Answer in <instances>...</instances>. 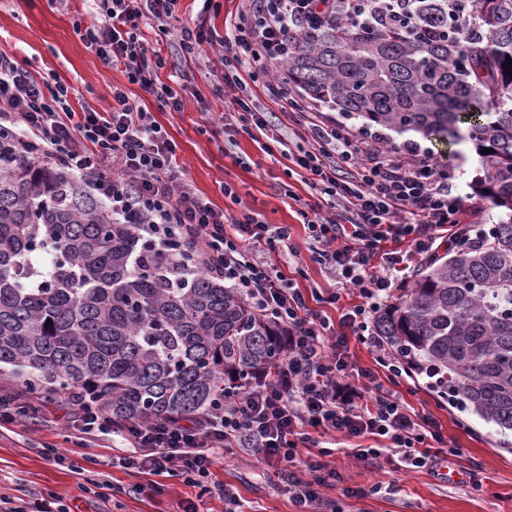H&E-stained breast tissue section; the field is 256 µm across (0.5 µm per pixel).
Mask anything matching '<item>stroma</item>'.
<instances>
[{"label": "stroma", "mask_w": 512, "mask_h": 512, "mask_svg": "<svg viewBox=\"0 0 512 512\" xmlns=\"http://www.w3.org/2000/svg\"><path fill=\"white\" fill-rule=\"evenodd\" d=\"M88 19L83 0H0V53L22 63L32 75L70 85L80 104L102 112L112 102V88L125 87L129 96L152 112L177 144V160L197 191L227 212L245 206L261 214L266 223L288 225L291 240L303 251L286 262L281 254L271 259L303 292L332 291L333 275L318 262L305 244L307 226L294 202L310 198L300 177L288 176L284 164L264 150L265 141L238 133L236 144L225 147L223 135L208 130L207 120L231 110V95L217 80L223 65L209 46L195 57L183 56L176 38L160 41L159 47L188 87L184 109H161L155 98L128 83L123 72L103 66L76 32L77 23ZM441 165L456 172V190L478 213H464L463 223L492 226L500 211L476 193L472 180L480 171L474 149L467 145L430 142ZM231 185L235 198L225 197ZM349 363L355 371L377 372V381L396 393L417 419L437 424L443 446L452 455L439 472L404 467L399 457L359 462L347 449L372 446L367 437H324L331 448V462L341 476L335 487L324 490L340 512H512V432H501L479 415L453 407L430 389L424 377L388 381L377 371L376 348L349 335ZM321 446V447H322ZM63 451V463L45 459L42 448ZM106 436H80L67 427L64 412L43 408L35 417L15 415L12 424L0 427V486L11 495L30 500L46 493L58 496L69 512H181L195 506L197 512H226L221 497L204 493L183 478H159L125 468L113 458ZM212 483L233 485L238 494L237 512H298L288 499L274 470L260 465L242 450H217L211 468ZM158 490H151L152 482ZM381 485L377 495L345 496L348 487Z\"/></svg>", "instance_id": "obj_1"}]
</instances>
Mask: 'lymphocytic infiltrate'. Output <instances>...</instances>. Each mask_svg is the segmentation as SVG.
I'll return each mask as SVG.
<instances>
[{"label": "lymphocytic infiltrate", "mask_w": 512, "mask_h": 512, "mask_svg": "<svg viewBox=\"0 0 512 512\" xmlns=\"http://www.w3.org/2000/svg\"><path fill=\"white\" fill-rule=\"evenodd\" d=\"M93 2L80 37L103 65L123 67L129 83L172 112L183 110V95L161 81L167 59L149 47L145 29L175 35L187 56L217 43L224 85L233 93V109L221 118L225 143H234L241 131L264 136L266 152H278L288 171L314 191L316 201H301L299 213L310 231L309 250L341 286L326 301L336 303L347 293L359 302L337 325L311 309L280 264L266 258L270 251L299 255L287 227L265 223L248 209L224 213L199 195L177 163L175 141L124 87L113 86L109 111H77L70 85L36 80L0 53V166L22 158L81 178L106 202L113 220L170 254L174 276L207 273L288 330L276 368L225 386L202 417L116 428L104 413L81 406L74 413L76 430L119 437L129 450L126 467L156 476L178 472L196 485L211 474L213 449H245L275 470L301 512H318L325 503L322 489L338 478L329 448L315 459L297 450L315 431L383 439L380 448L351 449L358 460L397 454L410 468H434L440 432L416 421L381 384L355 379L344 354L347 333L364 331L365 343L379 347L378 337L367 332L368 319L397 286L404 258L393 243L408 240L412 252L430 258L436 242L477 241L483 231L462 223L465 204L453 191L455 174L431 150L321 117L315 102L291 96L287 77L274 79L269 71L287 63L288 40L304 24L333 16L364 24L373 21L374 4L242 0L224 37L216 39L203 23L175 24L177 0ZM262 79L282 122L271 121L253 103L252 85Z\"/></svg>", "instance_id": "obj_1"}]
</instances>
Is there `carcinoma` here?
<instances>
[{"label":"carcinoma","mask_w":512,"mask_h":512,"mask_svg":"<svg viewBox=\"0 0 512 512\" xmlns=\"http://www.w3.org/2000/svg\"><path fill=\"white\" fill-rule=\"evenodd\" d=\"M405 16L301 33L288 79L367 126L475 149L499 221L429 261L375 332L440 373L429 386L451 404L512 431V0H411ZM168 262L70 174L0 168V376L120 426L202 416L224 385L278 364L285 329L211 277L170 282Z\"/></svg>","instance_id":"carcinoma-1"}]
</instances>
